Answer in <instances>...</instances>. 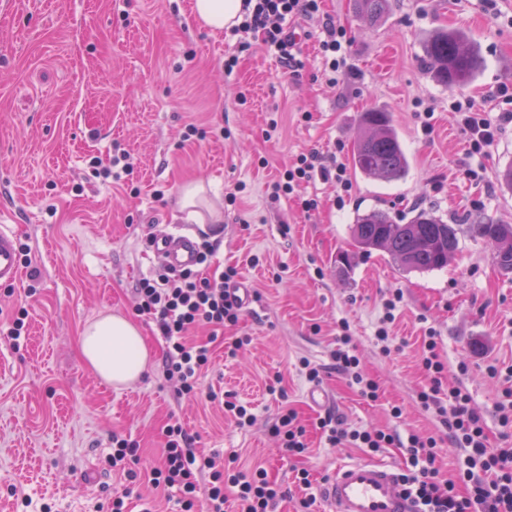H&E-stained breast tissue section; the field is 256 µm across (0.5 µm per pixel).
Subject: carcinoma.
Segmentation results:
<instances>
[{
	"label": "carcinoma",
	"instance_id": "cac0c4a2",
	"mask_svg": "<svg viewBox=\"0 0 512 512\" xmlns=\"http://www.w3.org/2000/svg\"><path fill=\"white\" fill-rule=\"evenodd\" d=\"M355 2L358 16L371 24L380 20L389 6V0ZM422 52V63L448 88L469 85L480 64L477 48L460 31L432 35L423 42ZM361 125L363 133L355 140L351 155L354 171L389 180L404 175L408 160L390 114L370 110L363 113ZM465 233L474 239H497L494 263L500 272L512 274V224H449L424 209L405 224L396 223L380 210L358 215L351 226L353 251L341 254L339 263L348 273L358 255L383 250L406 272H432L448 264V255L456 253L459 237Z\"/></svg>",
	"mask_w": 512,
	"mask_h": 512
}]
</instances>
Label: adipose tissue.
I'll return each instance as SVG.
<instances>
[{
	"label": "adipose tissue",
	"mask_w": 512,
	"mask_h": 512,
	"mask_svg": "<svg viewBox=\"0 0 512 512\" xmlns=\"http://www.w3.org/2000/svg\"><path fill=\"white\" fill-rule=\"evenodd\" d=\"M79 346L91 369L115 386L137 381L150 357L139 327L120 314H105L87 324L80 334Z\"/></svg>",
	"instance_id": "ef3b65f1"
}]
</instances>
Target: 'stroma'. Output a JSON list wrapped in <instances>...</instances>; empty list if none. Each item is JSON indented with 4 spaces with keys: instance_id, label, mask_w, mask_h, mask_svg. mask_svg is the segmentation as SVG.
<instances>
[{
    "instance_id": "obj_1",
    "label": "stroma",
    "mask_w": 512,
    "mask_h": 512,
    "mask_svg": "<svg viewBox=\"0 0 512 512\" xmlns=\"http://www.w3.org/2000/svg\"><path fill=\"white\" fill-rule=\"evenodd\" d=\"M327 16L349 40V74L334 86L321 76L318 50ZM295 26L306 38L304 67L292 77L260 34L200 27L192 0H0V225L12 226L28 251L20 282L0 283V512H97L117 493L126 494L128 512H177L149 481L175 422L197 435L201 454L219 453L244 471L265 468L287 491L278 512H325L320 499L303 507L307 492L294 469H308L318 489L340 463L370 456L330 447L317 426L325 410L355 428L435 437V465L454 477L458 454L417 401L429 327L446 386L470 393L492 446H501L495 403L505 383L486 366L512 365V274H500L492 244L462 236L447 267L424 274L404 273L375 251L345 277L336 257L351 247L357 212L373 208L407 220L422 208L449 222L512 224V188L502 180L512 167V126L488 155H472L448 110L449 98L463 94L496 117L492 92L512 87V0H497L493 12L484 0H390L374 25L356 17L354 0H322L319 16ZM439 29L464 31L482 49L484 68L464 89L436 83L420 61L424 37ZM232 56L238 64L228 74ZM427 106L428 134L418 117ZM369 110L391 115L410 162L403 179L353 172L342 197L334 182L314 178L300 195L316 199L309 212L299 197H267V182L296 154L349 162ZM121 153L131 175H97L92 157ZM479 167L483 182L463 179V169ZM191 183L206 188L204 222L219 227L218 260L252 288L235 330L251 342L229 358L223 340L213 341L195 394L177 403L160 370L157 325L135 310V285L157 265L147 236L178 229L203 240L180 202ZM396 291L403 300L386 354L375 331ZM21 309L27 332L16 346L7 331ZM108 312L134 318L153 352L143 377L121 389L99 378L79 350L84 325ZM344 322L363 370L379 384L377 400L363 399L328 367ZM303 357L324 368L326 409L307 401L312 384L296 370ZM277 374L281 398L267 391ZM211 391L249 405L255 424L238 428L208 400ZM282 406L306 429L303 457L285 453L270 431ZM116 438L136 450L132 472L107 461Z\"/></svg>"
}]
</instances>
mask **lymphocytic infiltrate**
I'll return each instance as SVG.
<instances>
[{"label":"lymphocytic infiltrate","instance_id":"lymphocytic-infiltrate-1","mask_svg":"<svg viewBox=\"0 0 512 512\" xmlns=\"http://www.w3.org/2000/svg\"><path fill=\"white\" fill-rule=\"evenodd\" d=\"M320 10L319 0H244L243 18L233 26V33H261L267 48L273 49L290 74H298L303 63L297 57V38L290 24L298 18H310ZM326 36L320 42L324 61L323 75L335 84L348 74L345 49L346 32L333 21L324 24ZM495 99L503 109L496 120L467 97L453 99L451 108L466 133L469 151L487 154L506 126L512 124V90L497 88ZM334 181L349 188L344 164L326 166L319 152L296 156L278 180L267 186L271 200L296 192L314 177ZM214 247L202 243L199 263L210 266L209 275L193 270L178 274L160 271L141 279L138 288V310L150 316L165 341L162 360L164 376L175 383L176 397L194 392L202 369L208 364V343L190 340L188 333L199 325L215 329L238 326L243 306L229 291L238 276L236 268L213 265ZM332 368L361 396L378 397V383L366 376L355 354L353 338L342 331L331 353ZM422 369L428 380L419 392L421 407L433 413L448 430V445L459 452V468L454 479L444 480L435 466L437 442L418 434L407 436L382 429H351L333 415L318 421L328 443L335 447L363 448L377 453L384 448L401 449L407 461L400 479L419 512H512V446L495 448L490 444L483 416L471 407L469 393L463 387L444 388L445 363L440 354L438 336L426 329L423 339ZM167 443L160 464L152 472L154 486L175 497L181 512H224V491L234 488L236 512H274L284 493L267 478L264 469L245 474L217 465L214 458L197 456L193 436L174 424L166 430Z\"/></svg>","mask_w":512,"mask_h":512}]
</instances>
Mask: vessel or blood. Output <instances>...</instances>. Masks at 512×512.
Masks as SVG:
<instances>
[{"mask_svg": "<svg viewBox=\"0 0 512 512\" xmlns=\"http://www.w3.org/2000/svg\"><path fill=\"white\" fill-rule=\"evenodd\" d=\"M155 258L174 270L193 268L197 243L188 235L164 233L150 245ZM21 276L17 238L0 228V282L12 283ZM327 512H412L398 473L390 464L353 460L340 464L322 488Z\"/></svg>", "mask_w": 512, "mask_h": 512, "instance_id": "1", "label": "vessel or blood"}]
</instances>
